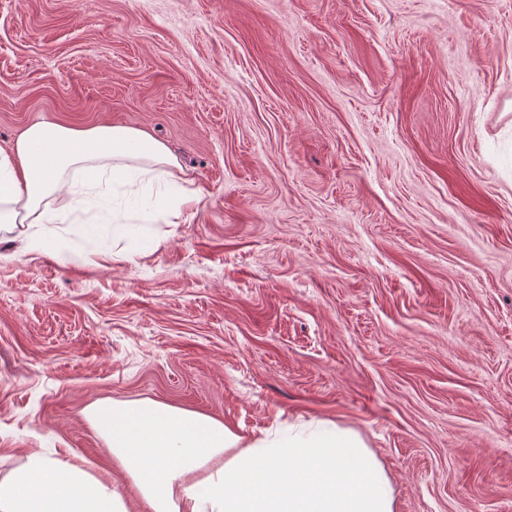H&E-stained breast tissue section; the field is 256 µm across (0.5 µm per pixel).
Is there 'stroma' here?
<instances>
[{
	"instance_id": "35a3bbf8",
	"label": "stroma",
	"mask_w": 512,
	"mask_h": 512,
	"mask_svg": "<svg viewBox=\"0 0 512 512\" xmlns=\"http://www.w3.org/2000/svg\"><path fill=\"white\" fill-rule=\"evenodd\" d=\"M164 142L201 200L0 231V478L88 415L357 432L396 512H512V0H0V146Z\"/></svg>"
}]
</instances>
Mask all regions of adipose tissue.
I'll return each instance as SVG.
<instances>
[{"label":"adipose tissue","instance_id":"1","mask_svg":"<svg viewBox=\"0 0 512 512\" xmlns=\"http://www.w3.org/2000/svg\"><path fill=\"white\" fill-rule=\"evenodd\" d=\"M176 157L146 132L112 125L36 123L0 148V230L26 249L65 254L51 227L84 211L102 185L164 184L139 198L147 214L180 217L194 197L178 186ZM65 197L64 207L52 201ZM92 420L147 512H395L392 486L363 440L320 421L277 425L242 443L210 417L154 401L107 403ZM0 512H128L109 474L78 456L30 451L0 478Z\"/></svg>","mask_w":512,"mask_h":512}]
</instances>
